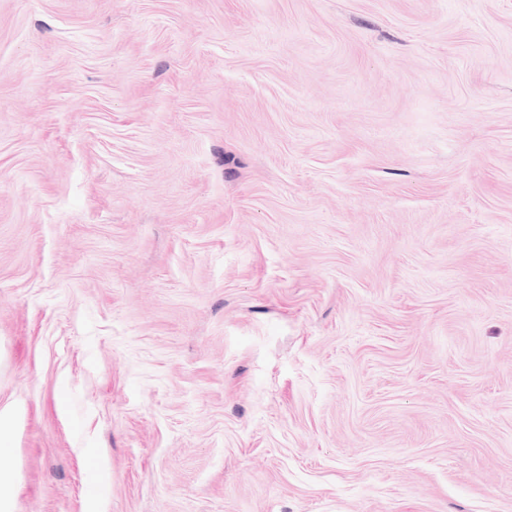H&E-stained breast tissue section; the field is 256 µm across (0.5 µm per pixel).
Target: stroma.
<instances>
[{
	"label": "stroma",
	"instance_id": "1",
	"mask_svg": "<svg viewBox=\"0 0 512 512\" xmlns=\"http://www.w3.org/2000/svg\"><path fill=\"white\" fill-rule=\"evenodd\" d=\"M0 512H512V0H0ZM11 429L7 421L2 422L0 415V505L5 502L12 492V474L10 470L2 463L10 450Z\"/></svg>",
	"mask_w": 512,
	"mask_h": 512
}]
</instances>
